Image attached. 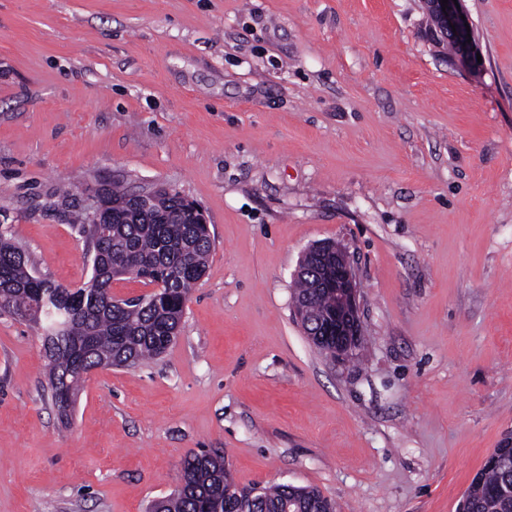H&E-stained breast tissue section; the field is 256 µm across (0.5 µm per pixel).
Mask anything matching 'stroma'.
Returning <instances> with one entry per match:
<instances>
[{"mask_svg":"<svg viewBox=\"0 0 512 512\" xmlns=\"http://www.w3.org/2000/svg\"><path fill=\"white\" fill-rule=\"evenodd\" d=\"M463 7L475 70L421 0H0V224L36 271L90 280L104 182L176 189L213 237L172 347L68 417L0 312V512H149L203 449L337 512H457L512 448V0ZM327 240L360 284L345 364L294 316Z\"/></svg>","mask_w":512,"mask_h":512,"instance_id":"1","label":"stroma"}]
</instances>
